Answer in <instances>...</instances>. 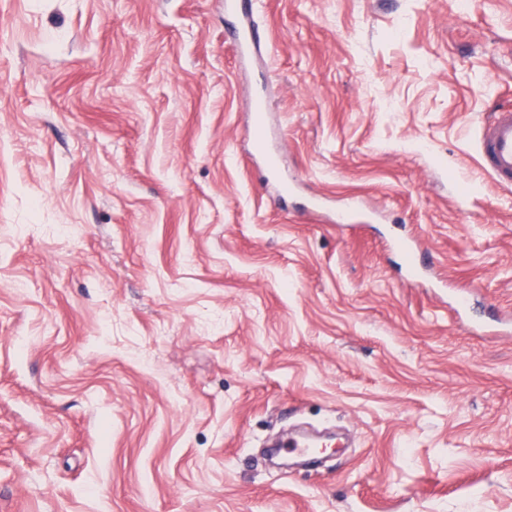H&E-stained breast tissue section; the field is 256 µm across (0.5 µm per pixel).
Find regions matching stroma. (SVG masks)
I'll use <instances>...</instances> for the list:
<instances>
[{
	"label": "stroma",
	"mask_w": 512,
	"mask_h": 512,
	"mask_svg": "<svg viewBox=\"0 0 512 512\" xmlns=\"http://www.w3.org/2000/svg\"><path fill=\"white\" fill-rule=\"evenodd\" d=\"M254 18L0 0V512H512V329L456 312L512 318V0ZM298 421L354 444L270 470ZM227 37L236 45H239L242 51H245L249 45L260 44L266 39V31L254 20L244 30H227ZM476 152L482 169L500 186L512 187V109H497L477 126Z\"/></svg>",
	"instance_id": "stroma-1"
}]
</instances>
